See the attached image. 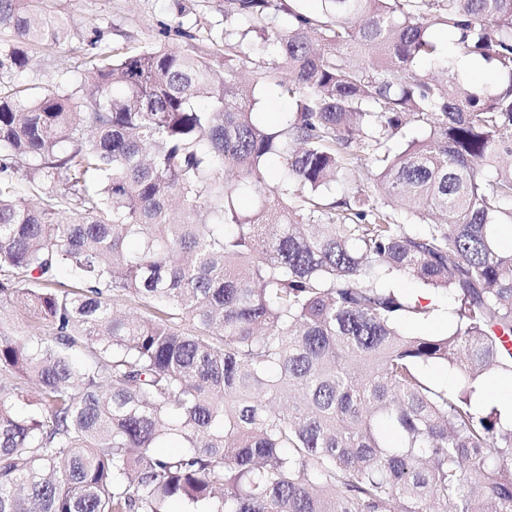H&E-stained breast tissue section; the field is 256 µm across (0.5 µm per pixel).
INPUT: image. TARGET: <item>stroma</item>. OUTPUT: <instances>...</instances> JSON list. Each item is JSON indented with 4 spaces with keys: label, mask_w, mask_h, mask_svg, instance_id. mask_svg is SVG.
Wrapping results in <instances>:
<instances>
[{
    "label": "stroma",
    "mask_w": 512,
    "mask_h": 512,
    "mask_svg": "<svg viewBox=\"0 0 512 512\" xmlns=\"http://www.w3.org/2000/svg\"><path fill=\"white\" fill-rule=\"evenodd\" d=\"M42 6L66 18L69 37L62 44L37 49L28 69L9 76V83L38 88L54 84L57 60L76 56L78 48L96 34L102 43L135 47L155 43L166 27L171 30L170 41H177V28H189L199 17L206 18L213 35H221L224 30V0H42ZM399 286L421 305L433 309L424 323H405L406 333H448L452 326L451 296L410 278L402 279Z\"/></svg>",
    "instance_id": "stroma-1"
}]
</instances>
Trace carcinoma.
Segmentation results:
<instances>
[{
	"instance_id": "obj_1",
	"label": "carcinoma",
	"mask_w": 512,
	"mask_h": 512,
	"mask_svg": "<svg viewBox=\"0 0 512 512\" xmlns=\"http://www.w3.org/2000/svg\"><path fill=\"white\" fill-rule=\"evenodd\" d=\"M36 2L0 0V77L67 38ZM297 2L224 0L208 48L200 20L92 38L75 94L0 89V303L34 313L0 326V512H512V424L472 403L512 381V0ZM406 276L453 297L448 334L400 331L430 315ZM254 112L267 124L276 125L287 113L292 112L293 103L285 98H279L270 89L257 86L255 89ZM425 377L436 387L452 391L461 385L459 374L444 365H429L423 368Z\"/></svg>"
}]
</instances>
